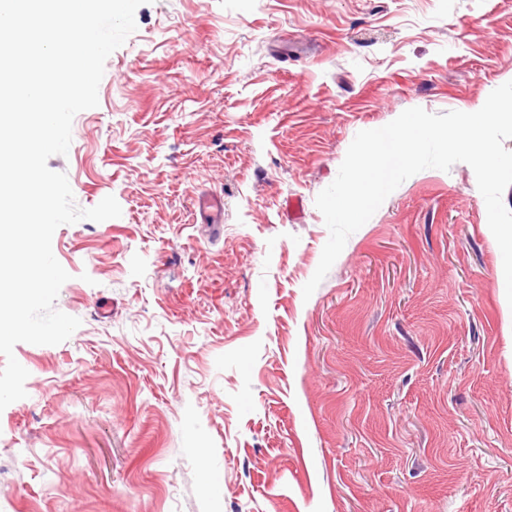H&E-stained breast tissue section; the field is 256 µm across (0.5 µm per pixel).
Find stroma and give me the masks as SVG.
<instances>
[{
  "mask_svg": "<svg viewBox=\"0 0 512 512\" xmlns=\"http://www.w3.org/2000/svg\"><path fill=\"white\" fill-rule=\"evenodd\" d=\"M72 123L58 345L0 512H512V305L473 169L405 180L311 298L355 135L512 81V0H149ZM224 199L203 223L198 197Z\"/></svg>",
  "mask_w": 512,
  "mask_h": 512,
  "instance_id": "1",
  "label": "stroma"
}]
</instances>
